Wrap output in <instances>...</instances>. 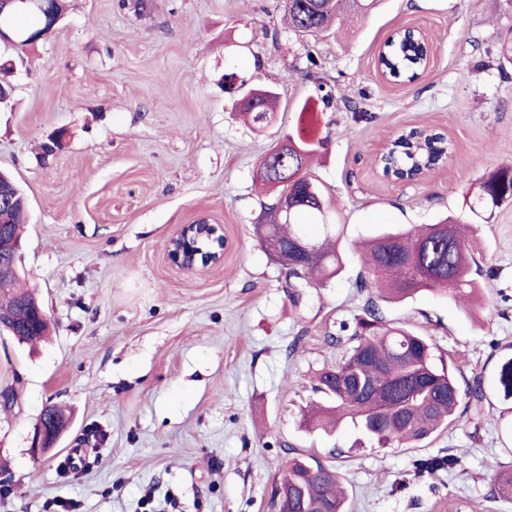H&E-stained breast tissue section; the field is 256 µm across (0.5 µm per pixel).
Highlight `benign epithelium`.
I'll return each instance as SVG.
<instances>
[{"mask_svg":"<svg viewBox=\"0 0 512 512\" xmlns=\"http://www.w3.org/2000/svg\"><path fill=\"white\" fill-rule=\"evenodd\" d=\"M167 256L182 271H200L224 261V226L221 224H183L169 239ZM65 419L44 415L35 429L33 447L47 451L57 444Z\"/></svg>","mask_w":512,"mask_h":512,"instance_id":"benign-epithelium-1","label":"benign epithelium"}]
</instances>
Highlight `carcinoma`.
Masks as SVG:
<instances>
[{
    "mask_svg": "<svg viewBox=\"0 0 512 512\" xmlns=\"http://www.w3.org/2000/svg\"><path fill=\"white\" fill-rule=\"evenodd\" d=\"M379 0H284V13L291 30L317 35L330 31L345 16L373 9ZM507 30L500 34L499 59L512 65V0H506ZM63 14V0H33L20 10L7 8L0 22L15 40L10 49L19 52L32 44L28 34L45 24V9ZM427 44L410 40L398 32L379 55V65L391 78L412 81L425 71ZM300 152L288 165L273 169L279 190L267 206L270 223L262 225V245L267 252L289 257L290 298L299 301L305 289L325 285L343 269L341 242L344 225L332 221L329 195L310 169L313 143L295 138ZM451 151L448 138L440 133L420 136L412 130L401 134L379 153L375 164L394 179H414L444 162ZM17 183L0 171V191L16 194L13 203L0 212V231L16 240L29 221L24 193H15ZM482 194L464 198L463 206L474 217L490 202L498 206L512 200V168L502 167L481 186ZM287 195L288 208L278 206ZM315 221L319 236L303 231L301 217ZM366 276L359 288L377 297L400 302L419 293H431L456 304L480 305L482 285L471 277L475 262L461 221L444 219L436 224L387 228L367 240L361 257ZM20 275L5 281L0 291V310L16 328V340L30 343L48 331L39 318L35 297L18 287ZM351 347L336 365L314 375L315 392L326 404L303 411L309 429L331 431L344 424L353 426L361 441L374 447L416 445L463 417L458 412L460 391L451 366L438 365L431 338L387 324L377 305L368 301L364 314L356 318L348 338ZM498 385L505 398H512V359L500 368ZM282 496L291 512H348L347 499L336 471L320 462L293 457L283 467Z\"/></svg>",
    "mask_w": 512,
    "mask_h": 512,
    "instance_id": "cac0c4a2",
    "label": "carcinoma"
}]
</instances>
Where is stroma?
<instances>
[{"label":"stroma","instance_id":"1","mask_svg":"<svg viewBox=\"0 0 512 512\" xmlns=\"http://www.w3.org/2000/svg\"><path fill=\"white\" fill-rule=\"evenodd\" d=\"M503 0H382L336 36L288 29L280 0H67L24 54L0 111V169L26 194L22 283L51 322L30 347L0 335V512H279L281 470L313 457L336 469L349 512H512L493 475L512 468V202L475 225L484 307L420 294L378 301L384 320L430 337L482 413L418 447L358 445L353 428L308 430L317 370L369 298L356 249L380 228L463 218L480 178L512 165V66L494 32ZM421 30L430 62L408 83L377 57L397 29ZM278 94L257 130L243 89ZM445 134V163L412 182L373 160L401 131ZM315 145L344 269L301 304L256 227L271 195L255 182L285 134ZM61 146L43 156L52 139ZM224 227V262L182 272L166 255L180 225ZM70 419L55 448L32 446L45 406ZM452 456L453 468L418 472Z\"/></svg>","mask_w":512,"mask_h":512}]
</instances>
